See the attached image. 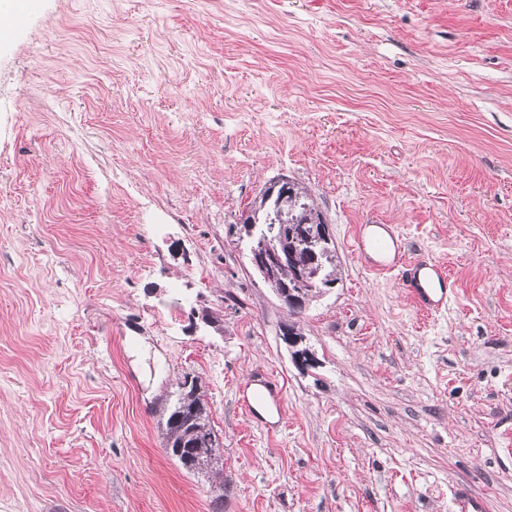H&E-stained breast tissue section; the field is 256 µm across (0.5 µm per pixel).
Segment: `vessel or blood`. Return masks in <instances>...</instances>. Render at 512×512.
Returning <instances> with one entry per match:
<instances>
[{"instance_id": "vessel-or-blood-1", "label": "vessel or blood", "mask_w": 512, "mask_h": 512, "mask_svg": "<svg viewBox=\"0 0 512 512\" xmlns=\"http://www.w3.org/2000/svg\"><path fill=\"white\" fill-rule=\"evenodd\" d=\"M355 248L365 268L378 274H397L405 292L422 313L436 315L447 309L454 283L439 261L408 257L406 242L389 224H361L355 231ZM242 405L249 416L277 429L275 415L283 409V391L271 376L246 384Z\"/></svg>"}]
</instances>
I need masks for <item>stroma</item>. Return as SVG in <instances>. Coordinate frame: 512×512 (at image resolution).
<instances>
[{
	"label": "stroma",
	"mask_w": 512,
	"mask_h": 512,
	"mask_svg": "<svg viewBox=\"0 0 512 512\" xmlns=\"http://www.w3.org/2000/svg\"><path fill=\"white\" fill-rule=\"evenodd\" d=\"M282 175L341 270L296 316L230 233ZM360 224L447 265L445 313L360 264ZM187 373L220 497L164 448ZM260 373L275 433L239 403ZM459 484L512 512V0H36L0 41V512H453Z\"/></svg>",
	"instance_id": "35a3bbf8"
}]
</instances>
